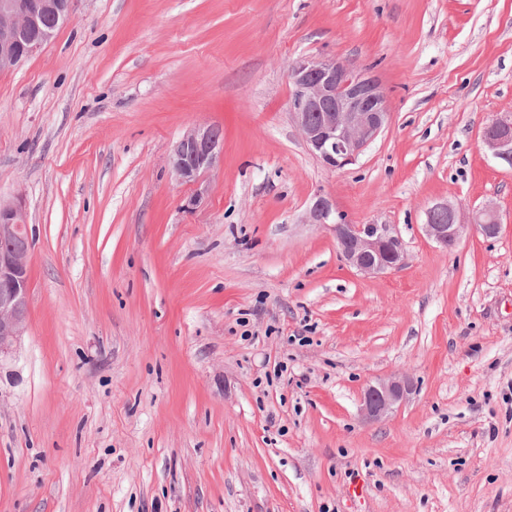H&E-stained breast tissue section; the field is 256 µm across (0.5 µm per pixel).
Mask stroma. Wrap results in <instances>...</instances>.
<instances>
[{"label":"stroma","instance_id":"obj_1","mask_svg":"<svg viewBox=\"0 0 512 512\" xmlns=\"http://www.w3.org/2000/svg\"><path fill=\"white\" fill-rule=\"evenodd\" d=\"M372 69L387 128L340 171L288 68ZM512 0H75L0 73V198L28 212L26 326L0 359V512H512ZM220 128L196 184L172 144ZM396 225L341 260L316 195ZM502 229L429 239L443 201ZM409 374L378 422L361 400ZM362 485L354 495L353 485ZM482 139L494 158L501 163L511 165L512 113H503L487 125L483 130ZM308 223L329 227L345 263L366 277H374L405 264L407 253L393 224H350L329 199L318 196Z\"/></svg>","mask_w":512,"mask_h":512}]
</instances>
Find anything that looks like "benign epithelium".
<instances>
[{
	"mask_svg": "<svg viewBox=\"0 0 512 512\" xmlns=\"http://www.w3.org/2000/svg\"><path fill=\"white\" fill-rule=\"evenodd\" d=\"M73 0H0V71L20 67L37 54L59 26L72 18ZM291 116L311 153L328 169L355 163L389 121L387 93L378 78L336 57L302 58L289 67ZM482 139L492 156L512 164V113L487 125ZM224 155L215 127L195 126L173 145L169 163L175 176L197 182ZM444 214L436 222L433 215ZM308 223L329 227L345 263L366 277L405 264L407 253L393 224H351L329 199L313 202ZM485 237L502 228L497 212L485 207L472 220L451 202L428 211L426 235L448 249L466 228ZM30 240L22 203L0 199V355L9 351L25 328L29 285ZM411 380L406 375L380 379L364 392V413L370 420L388 415L406 399Z\"/></svg>",
	"mask_w": 512,
	"mask_h": 512,
	"instance_id": "7a95c632",
	"label": "benign epithelium"
}]
</instances>
